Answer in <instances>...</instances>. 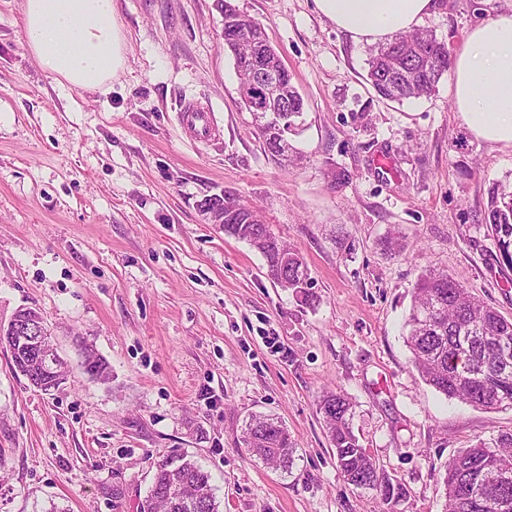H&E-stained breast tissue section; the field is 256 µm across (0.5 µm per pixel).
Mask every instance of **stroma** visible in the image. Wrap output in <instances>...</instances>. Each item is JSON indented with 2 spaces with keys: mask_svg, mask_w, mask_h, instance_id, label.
<instances>
[{
  "mask_svg": "<svg viewBox=\"0 0 512 512\" xmlns=\"http://www.w3.org/2000/svg\"><path fill=\"white\" fill-rule=\"evenodd\" d=\"M24 0H0V324L40 311L64 366L45 392L0 344V512H139L153 464L187 455L220 512H382L348 485L317 411L355 405L363 446L406 488L394 512H443L445 465L512 431V409L447 399L413 368L402 325L413 286L445 271L512 318V270L476 221L512 181V148L476 138L450 75L394 103L368 84L371 44L313 0H232L262 22L305 101L299 157L269 160L240 106L215 0H113L123 69L101 90L62 84L31 56ZM512 0H441L423 21L450 53ZM189 103L219 136L186 134ZM373 117L367 128L352 113ZM349 180L331 185L330 173ZM256 205L315 282L305 305L259 253L212 223L206 199ZM404 248L383 251L386 236ZM93 345L112 378L81 369ZM297 442L291 472L251 456V415Z\"/></svg>",
  "mask_w": 512,
  "mask_h": 512,
  "instance_id": "obj_1",
  "label": "stroma"
}]
</instances>
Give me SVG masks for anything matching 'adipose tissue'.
<instances>
[{"instance_id":"obj_1","label":"adipose tissue","mask_w":512,"mask_h":512,"mask_svg":"<svg viewBox=\"0 0 512 512\" xmlns=\"http://www.w3.org/2000/svg\"><path fill=\"white\" fill-rule=\"evenodd\" d=\"M354 42H382L421 24L436 0H313ZM113 0H25L28 49L45 71L79 90H99L124 64ZM451 93L474 135L512 147V11L473 26L453 61Z\"/></svg>"}]
</instances>
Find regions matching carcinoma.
<instances>
[{
    "label": "carcinoma",
    "mask_w": 512,
    "mask_h": 512,
    "mask_svg": "<svg viewBox=\"0 0 512 512\" xmlns=\"http://www.w3.org/2000/svg\"><path fill=\"white\" fill-rule=\"evenodd\" d=\"M224 46L238 63L251 58L260 66L275 63L281 68L283 111L270 113L267 127H254L264 151L278 163L279 136L301 131L298 119L304 115L303 98L260 22H254L248 36L238 37L224 30ZM449 56L448 46L427 27L399 33L371 54L367 82L382 100L400 103L429 97L448 70ZM229 202L231 207L224 209V234L247 243L263 256L274 285L300 301L309 300L313 282L302 257L264 222L259 208L237 197ZM480 223L491 231L498 251L512 255L511 187L492 184ZM404 328L412 364L427 385L477 409H512V361L504 365L493 349L497 339L512 342V319L477 300L448 273L428 270L415 283ZM11 361L13 368L44 391L60 383L51 367L37 361L30 346L14 345ZM318 409L346 483L376 492L386 506L398 501L404 488L360 443L352 424L351 400L341 392L327 391L318 401ZM241 441L250 454L272 468H292L296 443L278 419L251 416ZM490 465L512 475V431L498 434L489 443L480 441L448 460L444 512H498L501 498L512 499V479L503 484L482 478ZM140 512H219L210 474L185 455L157 461Z\"/></svg>",
    "instance_id": "obj_1"
}]
</instances>
